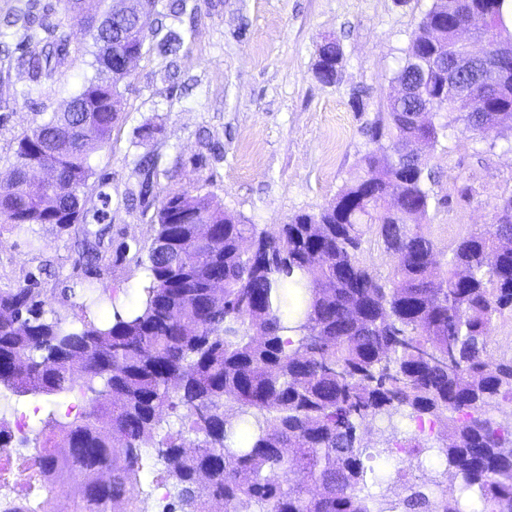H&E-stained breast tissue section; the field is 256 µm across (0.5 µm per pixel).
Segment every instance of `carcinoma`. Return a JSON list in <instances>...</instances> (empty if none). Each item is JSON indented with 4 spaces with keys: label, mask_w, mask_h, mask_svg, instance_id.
<instances>
[{
    "label": "carcinoma",
    "mask_w": 512,
    "mask_h": 512,
    "mask_svg": "<svg viewBox=\"0 0 512 512\" xmlns=\"http://www.w3.org/2000/svg\"><path fill=\"white\" fill-rule=\"evenodd\" d=\"M130 13L124 49L139 46L153 16ZM86 0H65L73 23L50 10L22 15L16 58L41 95L60 69L92 40L94 76L71 101L83 111L53 112L16 137L11 177L0 189V217L21 231L69 230L86 223L90 156L112 144L120 113L112 97L114 41L98 29L112 22L88 14ZM471 9L512 40L508 0H433L413 32L385 116L367 131L374 148L361 174L316 213H299L270 233L224 210L209 193L169 194L147 246L132 256L146 272L139 305L109 318L66 325L44 317L38 281L0 289V387L17 395L77 392L83 408L45 421L41 460L51 479L71 463L86 471L108 464L109 482L85 484V501L105 512H135L130 487L144 461L159 472L165 512H466L462 493L482 512H512V430L494 411L512 404V356L488 358L498 320L512 316V221L483 225L444 252L432 225V168L423 147L458 133L482 139L512 130V71L489 97L438 66ZM157 46L175 54L180 34L154 29ZM447 103L441 112L418 111ZM35 166L55 177L38 186ZM139 192L148 193L156 159L147 156ZM212 225L209 260L198 259L199 226ZM395 256L382 277L361 258L366 234ZM224 281L216 298L210 285ZM81 308L111 305L90 282ZM180 418L171 431L167 417ZM429 420L433 449L461 493L429 496L414 476L406 495L381 502L367 490L358 430L369 418Z\"/></svg>",
    "instance_id": "obj_1"
}]
</instances>
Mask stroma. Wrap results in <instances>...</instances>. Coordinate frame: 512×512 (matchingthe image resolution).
I'll return each mask as SVG.
<instances>
[{"instance_id": "stroma-1", "label": "stroma", "mask_w": 512, "mask_h": 512, "mask_svg": "<svg viewBox=\"0 0 512 512\" xmlns=\"http://www.w3.org/2000/svg\"><path fill=\"white\" fill-rule=\"evenodd\" d=\"M158 0L156 19L179 31L177 55L149 49L122 82V114L110 148L91 157L89 210H106L107 231L96 262L82 258L76 230L33 226L12 231L0 224V288L27 274L40 279L51 308L74 320L87 282L136 306L146 280L125 246L153 235L152 221L172 192L203 188L244 223L266 230L332 200L360 170L370 144L366 126L385 112L409 39L433 0H187L181 13ZM342 47L340 79L315 76L324 40ZM86 59L63 68L41 97L22 91L24 73L0 59V186L10 177L14 138L41 114L64 108L89 75ZM160 124L143 138L145 121ZM155 155L152 194L128 207L137 163ZM436 173L431 190L440 201L426 221L439 249L474 225L496 221V207L512 196V131L475 140L449 138L429 150ZM33 428L48 413L64 417L71 395L10 396Z\"/></svg>"}]
</instances>
